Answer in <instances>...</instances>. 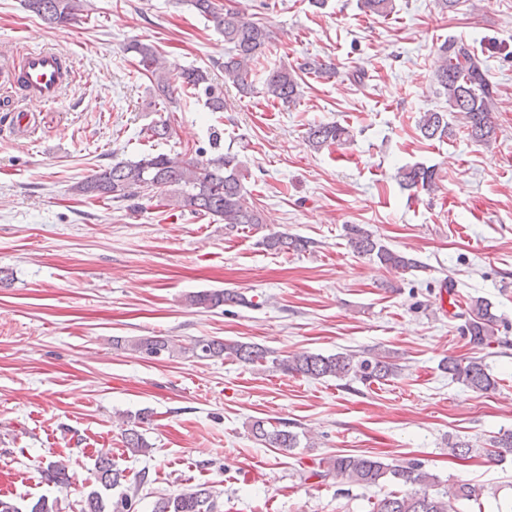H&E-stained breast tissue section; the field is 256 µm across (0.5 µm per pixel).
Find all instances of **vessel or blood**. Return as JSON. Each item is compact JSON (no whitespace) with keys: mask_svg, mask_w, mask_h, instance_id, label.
<instances>
[{"mask_svg":"<svg viewBox=\"0 0 512 512\" xmlns=\"http://www.w3.org/2000/svg\"><path fill=\"white\" fill-rule=\"evenodd\" d=\"M70 62L63 54L47 48H31L21 60L0 61V84L45 103L58 100L71 77Z\"/></svg>","mask_w":512,"mask_h":512,"instance_id":"1","label":"vessel or blood"}]
</instances>
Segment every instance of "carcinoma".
<instances>
[{
    "mask_svg": "<svg viewBox=\"0 0 512 512\" xmlns=\"http://www.w3.org/2000/svg\"><path fill=\"white\" fill-rule=\"evenodd\" d=\"M200 16L213 24L215 30L224 35V61L218 63L224 71V82L232 84L243 95L254 92L253 66L264 57L273 45V32L255 16L226 8L218 0H186ZM360 9L369 16L387 17L394 9V0H359ZM27 10L36 14L49 26H65L76 20L84 11L85 0H24ZM137 59V72L155 78L158 90L168 101L174 100L175 89L166 77L164 60L152 44L133 42L126 47ZM434 77L448 96L450 111L461 116V129L476 142H488L495 134L494 97L496 87L487 78L485 61L469 45L450 40L439 47L438 65ZM180 86L204 95L208 108L213 112L224 111V95L221 88L212 82L207 70L199 67L181 69L178 74ZM262 93L267 99L294 104L301 95L296 72L292 68L279 67L268 72ZM422 136L428 140L448 138L454 129L443 112H425L418 121ZM351 139L350 131L337 123H319L309 127L306 141L319 150L325 146L343 143ZM399 184L405 189L431 190L438 180L437 171L431 167L409 166L397 171ZM245 169L239 156L231 152H217L208 157L204 151L196 158L172 157L167 153H151L136 161L117 162L75 183L73 193L98 199L118 201L134 200L153 191L171 190L182 210L194 216L217 218L232 229L247 224L260 227L265 223L262 210L247 197L244 188ZM349 243L353 251L369 257L381 265L395 270L418 267V262L394 251L362 228H348ZM263 245L278 253L298 252L306 248L307 241L273 232L263 238ZM189 305L216 309L224 305L240 303L241 295L226 289L193 292L186 297ZM465 331L470 342L482 346L494 336L497 316L491 304L482 298H473L467 304ZM154 348L163 356L189 352L199 360L233 358L254 363L266 360L268 351L251 343L219 338L200 337L190 347L179 344L171 336H147L126 341L124 348L145 355ZM271 363L290 374L312 379L331 377L337 380H358L362 383H380L396 376L400 370L396 360L387 355H374L360 359L353 352H338L331 355L302 353L285 358L274 357ZM443 369L451 377L461 381L475 392H487L497 385L489 372L487 363L473 358L462 365L453 359L443 363ZM250 432L262 445L288 452L299 447V436L283 427L266 426L265 421L255 420ZM125 447L133 456L146 455L149 443L134 428L125 430ZM512 453V431H507L493 440L492 448L485 456L496 460ZM44 478L53 483L65 484L70 476L67 466L61 461H50L43 470ZM310 476L323 481L342 479L363 488L395 483L412 487V491L400 494L390 491L373 502L372 512H452L454 502L477 497L474 486L453 482L448 489L435 493L430 489L436 484L435 475L423 469L419 462L406 465H391L380 459L363 454H336L323 458ZM124 470L112 462L108 451L99 452L95 461L94 479L97 489L82 499L81 512H135V501L127 495L117 502L103 496L121 484ZM151 512H217V502L206 487H198L177 494L158 498Z\"/></svg>",
    "mask_w": 512,
    "mask_h": 512,
    "instance_id": "cac0c4a2",
    "label": "carcinoma"
}]
</instances>
